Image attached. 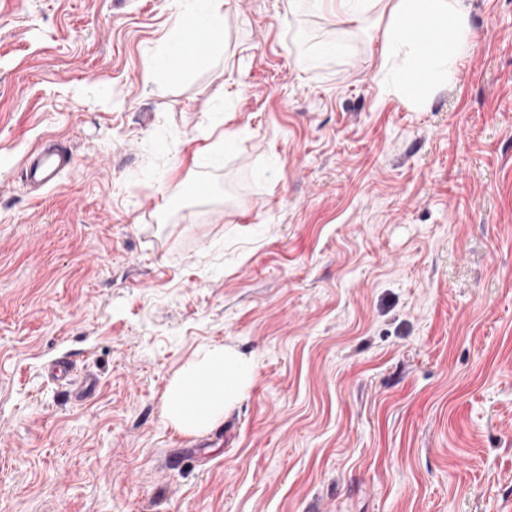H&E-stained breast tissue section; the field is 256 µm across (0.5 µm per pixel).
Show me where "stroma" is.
I'll return each mask as SVG.
<instances>
[{
    "mask_svg": "<svg viewBox=\"0 0 512 512\" xmlns=\"http://www.w3.org/2000/svg\"><path fill=\"white\" fill-rule=\"evenodd\" d=\"M466 5L419 105L378 15L224 0L226 58L147 86L173 0H0V512H512V0ZM51 140L75 165L30 190ZM215 344L253 382L181 433ZM336 52L335 45H326L317 51H305L301 48L297 49L295 62L301 69L317 68L327 61ZM253 375L252 362L232 348L212 345L200 350L171 378L165 420L185 434L208 430L224 420V412L240 400Z\"/></svg>",
    "mask_w": 512,
    "mask_h": 512,
    "instance_id": "stroma-1",
    "label": "stroma"
}]
</instances>
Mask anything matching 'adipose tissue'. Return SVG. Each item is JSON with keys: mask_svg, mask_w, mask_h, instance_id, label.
<instances>
[{"mask_svg": "<svg viewBox=\"0 0 512 512\" xmlns=\"http://www.w3.org/2000/svg\"><path fill=\"white\" fill-rule=\"evenodd\" d=\"M346 22L386 16L379 65L385 85L426 102L454 80L458 61L473 49L465 0H321ZM171 27L144 76L145 84L178 81L214 67L224 57V0H175ZM207 42L188 51L190 29ZM254 366L240 352L212 345L200 350L171 378L165 394L166 421L185 434L220 423L250 385Z\"/></svg>", "mask_w": 512, "mask_h": 512, "instance_id": "1", "label": "adipose tissue"}]
</instances>
